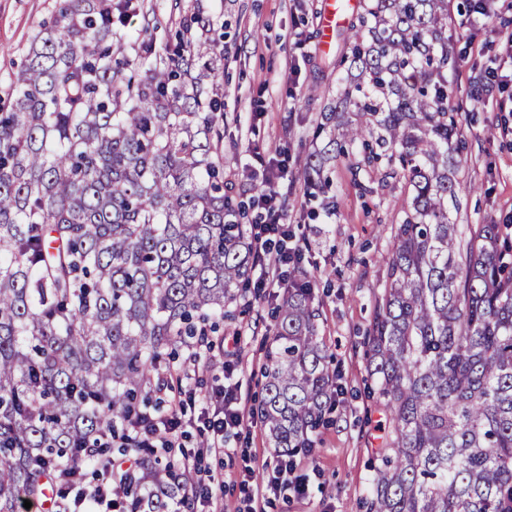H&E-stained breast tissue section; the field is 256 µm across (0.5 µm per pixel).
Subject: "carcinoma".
Wrapping results in <instances>:
<instances>
[{
    "label": "carcinoma",
    "instance_id": "obj_1",
    "mask_svg": "<svg viewBox=\"0 0 512 512\" xmlns=\"http://www.w3.org/2000/svg\"><path fill=\"white\" fill-rule=\"evenodd\" d=\"M130 0H63L0 112V512L105 463L94 444L138 407L163 352L224 320L254 256L224 183L218 93L200 6L173 41ZM448 0H369L297 178L327 193L336 158L411 187L363 345L388 421L368 512H512V233L459 228ZM276 307L260 416L290 457L332 422L337 374L300 263ZM179 474L144 455L122 512H168Z\"/></svg>",
    "mask_w": 512,
    "mask_h": 512
}]
</instances>
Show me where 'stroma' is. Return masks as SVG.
<instances>
[{"mask_svg":"<svg viewBox=\"0 0 512 512\" xmlns=\"http://www.w3.org/2000/svg\"><path fill=\"white\" fill-rule=\"evenodd\" d=\"M324 0H132L125 32L135 34L151 23L152 36L164 43L179 24L180 10L203 5L219 39L224 59L219 86L224 99L221 124L224 181L236 199L247 200L264 178L251 156L256 144L268 159L287 153L296 164L307 152L327 98L335 96L340 75L335 63L341 36L323 43ZM462 0H448V45L458 63L448 73L449 105L460 114L463 141L458 175L460 226L505 223L512 217V0H495L493 24L474 23L460 11ZM59 0H0V98H6L33 36L51 20ZM494 72L489 93L471 95L477 75ZM359 152L340 158L330 177L334 210L308 198L293 176L280 179L278 195L292 233L305 239L306 269L317 285L313 305L318 336L332 354L342 389L333 421L321 428L311 453L299 455L308 492L279 498L266 512H366L372 466L385 415L367 396L370 383L363 334L372 320L375 296L390 256L392 240L410 193L402 176L384 169H357ZM282 299L272 288L240 291L225 306L227 316L214 340V359L234 351V378L243 383L244 415L251 429L230 438L226 455L207 459L223 472L212 500L222 512H245L264 483L266 462L276 455L255 411L261 400L263 371L274 325L272 311ZM254 479L243 483L242 472Z\"/></svg>","mask_w":512,"mask_h":512,"instance_id":"obj_1","label":"stroma"}]
</instances>
